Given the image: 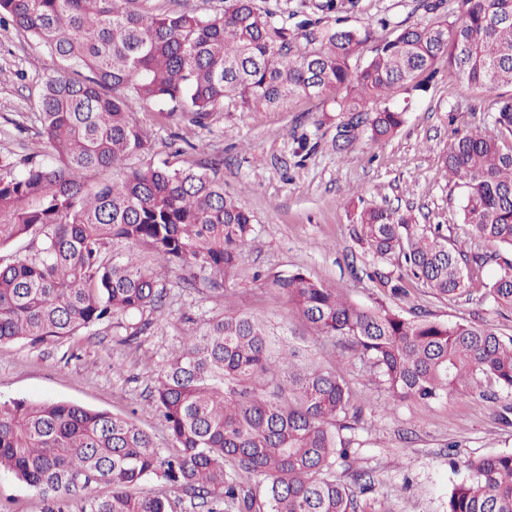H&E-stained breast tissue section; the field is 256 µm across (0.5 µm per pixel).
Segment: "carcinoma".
Segmentation results:
<instances>
[{
  "mask_svg": "<svg viewBox=\"0 0 512 512\" xmlns=\"http://www.w3.org/2000/svg\"><path fill=\"white\" fill-rule=\"evenodd\" d=\"M355 0H320L322 13ZM452 23L410 26L391 39L373 30H320L224 0L214 17L159 13L152 0H0V20L56 62L44 74L34 113L52 150L47 163L0 157V249L40 242L28 256L0 258V345L63 342L99 324L145 333L167 289L137 262L145 247L185 269L186 285L228 278L252 239L253 216L224 195L223 158L175 167L152 162L155 144L134 104L199 128L217 110L275 107L295 95L332 100L354 120L343 143L370 130L371 145L396 133L405 110L393 88H427L438 60L448 77L479 88L512 87V0H465ZM142 159L136 168L132 157ZM443 165L463 190L472 247L450 243L438 225L381 206L362 209L354 230L371 257L366 276L397 297L406 267L438 299L471 293L512 312V94L492 126L457 135ZM274 298L376 373L394 401L428 405L458 390L486 400L512 394V336L485 324L406 318L363 308L302 270L272 275ZM176 452L164 454L131 419L65 401L0 404V472L64 512L71 493L108 485L82 512H174L146 489L165 480L206 512H362L373 480L355 466L357 394L335 369L302 359L244 312L213 315L189 334L152 391ZM344 463L342 475L336 465ZM447 512H512V453L470 459ZM258 475L264 484L251 485Z\"/></svg>",
  "mask_w": 512,
  "mask_h": 512,
  "instance_id": "1",
  "label": "carcinoma"
}]
</instances>
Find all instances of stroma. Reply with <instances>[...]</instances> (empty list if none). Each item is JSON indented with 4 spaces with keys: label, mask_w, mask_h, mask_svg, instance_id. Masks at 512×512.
<instances>
[{
    "label": "stroma",
    "mask_w": 512,
    "mask_h": 512,
    "mask_svg": "<svg viewBox=\"0 0 512 512\" xmlns=\"http://www.w3.org/2000/svg\"><path fill=\"white\" fill-rule=\"evenodd\" d=\"M314 2L258 0L292 25L318 16L326 26L339 20L362 30L384 18L386 37L440 16L453 21L465 11L463 0H440L434 13L423 8L422 0H357L339 18L318 15ZM49 63L11 27L0 26V156L50 160L51 150L30 112ZM436 68L426 93H392L390 102L405 109V122L376 147L362 128L353 144L338 148L337 128L348 122V114L326 111L318 99L304 95L276 108L218 111L205 129L159 119L158 104H142L139 111L156 144L155 162L174 158L191 164L198 158L192 146L199 142L207 144L209 154L223 156L224 191L252 215L253 238L220 293L204 285L184 287L179 269L138 249L142 265L169 293L150 330L129 345L113 336L108 322L61 343L1 345L0 403L67 401L124 414L149 431L160 448H170L150 392L184 337L222 312L229 299L235 309L296 337L315 362L338 363L357 392L363 416L351 436L358 466L374 481L363 512L387 506L395 512H446L448 493L464 475L452 461L512 453V423L502 422L500 404L468 390L427 407L412 401L390 404L383 386L358 359L340 358L338 348L317 336L292 304L273 299L271 284L272 274L300 269L362 307L384 306L408 318L426 312L442 321L476 320L512 335V314L490 304L465 297L448 303L415 282L407 296L396 299L362 272L367 256L353 229L358 213L369 205L399 210L420 225L447 226L450 239H465L462 190L443 168L442 157L455 133L491 123L498 93L449 79L445 63ZM43 508L36 491L0 473V512Z\"/></svg>",
    "instance_id": "35a3bbf8"
}]
</instances>
